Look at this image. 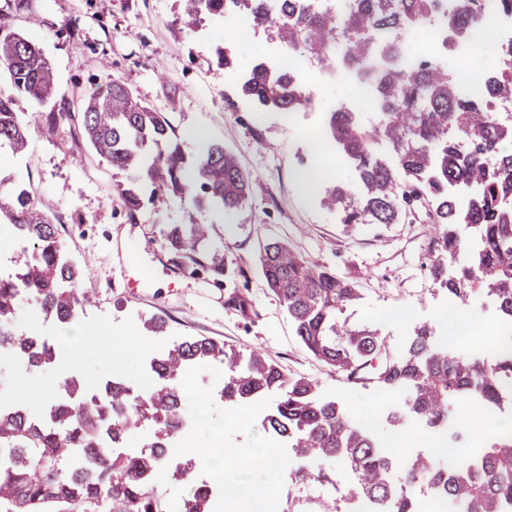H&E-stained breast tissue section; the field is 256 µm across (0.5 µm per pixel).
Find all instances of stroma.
<instances>
[{"label":"stroma","instance_id":"obj_1","mask_svg":"<svg viewBox=\"0 0 512 512\" xmlns=\"http://www.w3.org/2000/svg\"><path fill=\"white\" fill-rule=\"evenodd\" d=\"M234 18L207 20L184 27L178 0H30L12 17L15 28L40 47L51 63L56 93L53 112L80 113L86 98L106 78H120L143 102L166 113L185 152L202 141L222 144L239 166L257 174L248 203L232 213L199 210L187 200L160 196L128 214L113 189V171L89 149H76L74 133L35 131L22 155L0 152V172L25 180L38 202L56 217L59 236L75 263L87 270L81 289L93 298L78 325L85 339L71 358L37 372L0 357V397L39 389L53 397L59 381L77 376L91 390L119 376L135 390L148 376L144 359L163 349L167 340L207 336L241 350L262 348L288 373L314 378L323 393L346 390L351 416L382 405L400 408L397 395L372 380L342 388L335 370L315 360L297 338L287 312L269 294L257 256L259 246L277 238L303 256L336 267L355 280L361 294L348 315L351 321L378 324L388 353L401 351L414 325L428 324L435 335L462 343L467 326L494 316L492 302L468 301L470 323L439 312L442 294L425 266L432 258V221L420 209L398 224L348 228L321 203L322 188L332 180L353 181L350 163L335 155H315L312 126L335 110L342 88L323 87L313 108L284 115L257 111L238 92L240 78L258 61L273 62L281 45L257 31L248 48L236 49V67L226 70L211 60V45L221 40ZM203 129L205 140L192 137ZM174 224H209V249L224 253L230 275L215 284L203 270L177 267L164 248ZM252 301L249 314L228 306L231 292ZM159 315L168 323L167 338L146 335L144 319ZM187 388L185 427L173 451L160 465L154 486L168 504L188 492L174 472L193 456L198 480L215 486L217 512H320L323 487L301 482L304 473L325 471L327 486L347 487L350 474L342 465L295 457L251 421L249 407L200 400ZM512 429V411L476 417L468 435L455 442L458 458H469L485 435ZM237 449L254 463H231L215 475L208 457L197 449ZM273 455L278 469L257 466ZM233 497H225V487Z\"/></svg>","mask_w":512,"mask_h":512}]
</instances>
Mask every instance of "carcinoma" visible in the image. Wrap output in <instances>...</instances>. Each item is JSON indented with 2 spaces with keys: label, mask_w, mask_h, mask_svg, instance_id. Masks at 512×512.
I'll return each instance as SVG.
<instances>
[{
  "label": "carcinoma",
  "mask_w": 512,
  "mask_h": 512,
  "mask_svg": "<svg viewBox=\"0 0 512 512\" xmlns=\"http://www.w3.org/2000/svg\"><path fill=\"white\" fill-rule=\"evenodd\" d=\"M185 23L236 17L265 27L293 52L301 47L321 67L335 64L334 47L347 46L350 60L372 52L401 55L414 30L438 15L439 0H350L335 15L318 0H179ZM485 21L482 0H464L447 20V35L465 40ZM498 66L466 90L446 65L408 54L403 68L387 67L374 78L382 112L366 126L355 112H329L322 143L346 156L359 191L334 182L322 204L336 210L345 226L397 224L406 202L415 199L434 215L431 276L437 289L460 301L475 294L496 305L500 320L512 323V120L494 118L495 104L512 99V40L494 44ZM13 93L0 94V149L24 151L32 130L57 132L68 112H42L55 95L50 62L29 39L9 27L0 13V72ZM242 97L260 109L290 114L314 106V95L300 86L288 63L256 64L239 86ZM31 99L39 110L18 112L15 96ZM82 134L100 160L119 171L116 195L130 215L151 195H187L198 209L237 210L249 199L255 176L238 167L219 144L191 156L173 140L165 113L139 101L114 78L94 93L81 116ZM385 142L393 158L374 145ZM0 224L12 226L20 244L32 245L0 276V353L39 371L55 363L54 344L31 330L15 327V305L30 298L39 312L64 326L78 323L90 297L78 291L85 272L66 255L57 225L27 186L0 175ZM477 238L464 250L463 232ZM206 224H175L165 245L175 258L205 269L223 284L224 258L201 260L198 247ZM258 263L268 290L292 319L295 334L313 357L336 370L346 384L364 379L365 369L384 356L374 380L403 398L404 411L391 415L397 429L407 413L428 427L448 425L462 401L500 404L501 380L512 375V350L492 363L457 355L432 342L430 327L414 328L407 348L382 353L376 329L352 323L344 313L359 299L355 283L334 268L296 254L281 239L266 241ZM193 367L222 371L217 398L249 404L271 398L261 427L288 442L297 457L343 464L352 474L348 497L364 501L369 512H419L408 487L416 481L451 503L453 512H512V436L491 434L479 454L439 465L429 455L396 461L375 443L367 427L355 423L346 395L328 397L317 382L290 374L261 351L235 350L207 337L174 340L149 359V389L135 391L113 377L90 392L75 377L64 379L56 395L37 408L20 399L0 400V507L6 512H163L151 487L165 451L184 426L181 382ZM147 429V443L114 453L133 429ZM194 460L174 476L191 481L181 512H211L212 490L192 481ZM404 472L399 484L390 478Z\"/></svg>",
  "instance_id": "carcinoma-1"
}]
</instances>
